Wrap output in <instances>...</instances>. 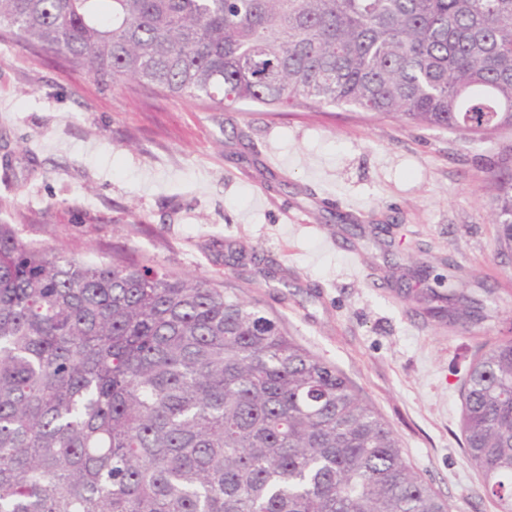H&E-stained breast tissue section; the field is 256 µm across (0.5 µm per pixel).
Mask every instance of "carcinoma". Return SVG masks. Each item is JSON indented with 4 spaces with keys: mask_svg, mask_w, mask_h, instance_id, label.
<instances>
[{
    "mask_svg": "<svg viewBox=\"0 0 512 512\" xmlns=\"http://www.w3.org/2000/svg\"><path fill=\"white\" fill-rule=\"evenodd\" d=\"M98 82L218 111L348 107L512 129V0H0ZM512 253V169L489 172ZM436 314L468 332L455 270ZM462 445L512 512V338L470 362ZM0 512H450L335 367L212 280L93 262L0 224Z\"/></svg>",
    "mask_w": 512,
    "mask_h": 512,
    "instance_id": "carcinoma-1",
    "label": "carcinoma"
}]
</instances>
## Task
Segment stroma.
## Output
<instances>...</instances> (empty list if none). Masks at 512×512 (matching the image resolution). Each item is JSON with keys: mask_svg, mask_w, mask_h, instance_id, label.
Listing matches in <instances>:
<instances>
[{"mask_svg": "<svg viewBox=\"0 0 512 512\" xmlns=\"http://www.w3.org/2000/svg\"><path fill=\"white\" fill-rule=\"evenodd\" d=\"M510 147L512 129L467 139L340 108L215 112L0 35V224L232 289L349 380L451 512H500L459 417L475 351L512 337L487 187ZM449 260L486 309L468 334L428 313L425 284L397 286Z\"/></svg>", "mask_w": 512, "mask_h": 512, "instance_id": "stroma-1", "label": "stroma"}]
</instances>
